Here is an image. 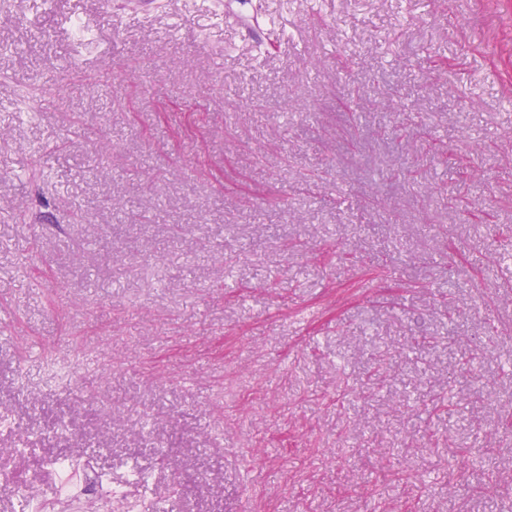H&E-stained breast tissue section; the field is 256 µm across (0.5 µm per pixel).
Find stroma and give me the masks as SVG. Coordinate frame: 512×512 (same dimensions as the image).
<instances>
[{"instance_id":"stroma-1","label":"stroma","mask_w":512,"mask_h":512,"mask_svg":"<svg viewBox=\"0 0 512 512\" xmlns=\"http://www.w3.org/2000/svg\"><path fill=\"white\" fill-rule=\"evenodd\" d=\"M260 3L0 5V512H500L512 0Z\"/></svg>"}]
</instances>
